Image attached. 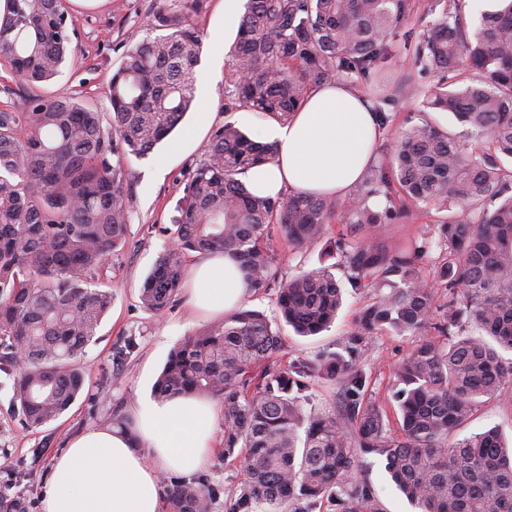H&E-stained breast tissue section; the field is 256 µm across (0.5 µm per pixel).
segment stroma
I'll use <instances>...</instances> for the list:
<instances>
[{
    "instance_id": "obj_1",
    "label": "stroma",
    "mask_w": 512,
    "mask_h": 512,
    "mask_svg": "<svg viewBox=\"0 0 512 512\" xmlns=\"http://www.w3.org/2000/svg\"><path fill=\"white\" fill-rule=\"evenodd\" d=\"M73 56L66 59L59 74L38 86L19 81L0 65V112H23L29 99H76L109 117V83L127 49L146 36L145 15L153 0H71ZM196 22L202 32V53L196 68L200 91L195 107L188 112L181 129L152 152L130 160L133 204L124 246L113 251L91 280L94 288L112 290L114 300L102 319L94 340L85 348L81 366L86 388L71 408L57 420L39 428H25L11 405L12 380L0 373V498L18 501L24 512H42L41 499L47 488L52 462L71 438L85 430L108 426L113 409L132 416L137 399L153 395V385L170 351L189 333L211 323L210 315L194 311L186 292H179L165 312L154 314L143 308L140 289L159 256L172 243V218L183 187L196 166L204 159L212 132L224 122L235 123L251 139L264 141L268 120L239 108L226 111L232 73L230 48L235 27L224 22V0H207ZM423 32L413 27L394 39L387 85L393 95L388 107L393 116L390 129L378 143L379 156H386L397 130L420 122L424 95L433 92L434 77L420 74L414 66L412 41ZM199 127L196 141L183 142V131ZM326 241L301 248L277 244L278 282L284 283L301 272L319 266ZM373 295L372 289L346 290L344 304L335 323L316 336H298L277 321L276 289L249 293L243 306L263 311L273 320L282 346L275 358L286 363L296 357L311 358L324 351L337 350L342 338L354 330L362 307ZM134 340V351L121 363L113 364L112 354L127 340ZM421 341L420 336L378 333L365 338L362 364L370 378L365 401L393 410L391 385L395 368ZM496 428L512 439V401L501 396L481 397L472 420L457 429L463 438L488 428ZM362 468L380 503L382 512H413L411 504L395 488L383 461L375 455L361 459ZM215 498L211 512H225L226 503L237 497L243 474L239 465L225 462L214 453L201 472Z\"/></svg>"
}]
</instances>
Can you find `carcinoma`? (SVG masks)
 <instances>
[{
  "instance_id": "carcinoma-1",
  "label": "carcinoma",
  "mask_w": 512,
  "mask_h": 512,
  "mask_svg": "<svg viewBox=\"0 0 512 512\" xmlns=\"http://www.w3.org/2000/svg\"><path fill=\"white\" fill-rule=\"evenodd\" d=\"M206 0H155V33L128 48L109 87L110 126L78 102L33 98L19 116L0 112V372L13 378L22 423L61 416L85 388L79 360L96 336L112 292L88 287L125 242L132 202L129 158L148 154L195 99L202 49L196 17ZM436 19L414 47L420 72L437 79L426 119L400 131L388 163L377 162L348 198L260 196L239 175L274 161L275 143L218 127L172 218L175 238L140 292L161 314L177 295L189 255H231L249 290L276 284L274 238L315 243L339 221L353 233L329 241L352 288H372L340 350L273 361L281 348L268 316L242 309L185 337L154 385L160 400L221 401L224 459H241L243 487L228 512H381L360 458L385 461L391 481L419 512H512V447L491 428L448 437L479 398L512 384V0L486 11L473 36L461 0H246L232 56L226 110L245 108L286 124L312 87L377 80L398 32L423 13ZM68 0H5L0 57L28 84L51 80L72 51ZM453 113L485 138L470 149L437 127ZM382 197V208L370 199ZM436 211L433 229L409 247L385 242L386 225ZM428 263L432 279L420 275ZM457 297L436 313V290ZM343 301L330 267L279 285L277 315L302 335L328 328ZM424 336L394 372L401 433L364 403L362 343L373 333ZM340 385L339 410L307 408L312 385ZM169 512H210L200 482L176 481Z\"/></svg>"
}]
</instances>
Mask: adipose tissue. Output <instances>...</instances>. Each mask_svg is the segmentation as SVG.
I'll list each match as a JSON object with an SVG mask.
<instances>
[{
    "label": "adipose tissue",
    "mask_w": 512,
    "mask_h": 512,
    "mask_svg": "<svg viewBox=\"0 0 512 512\" xmlns=\"http://www.w3.org/2000/svg\"><path fill=\"white\" fill-rule=\"evenodd\" d=\"M379 126L365 96L342 81L308 93L284 126L271 125L275 162L249 169L255 194L279 197L349 195L375 157ZM189 290L194 307L212 315L232 312L248 288L230 256L215 252L195 266ZM133 434L93 428L71 440L53 462L43 512H162L161 471L190 475L213 452L217 412L192 396L140 403Z\"/></svg>",
    "instance_id": "ef3b65f1"
}]
</instances>
